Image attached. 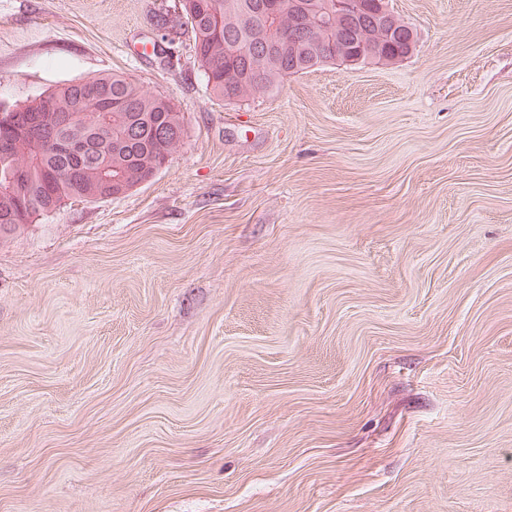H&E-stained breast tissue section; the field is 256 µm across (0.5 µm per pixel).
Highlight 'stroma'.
Masks as SVG:
<instances>
[{
	"label": "stroma",
	"instance_id": "1",
	"mask_svg": "<svg viewBox=\"0 0 512 512\" xmlns=\"http://www.w3.org/2000/svg\"><path fill=\"white\" fill-rule=\"evenodd\" d=\"M164 3L0 0V103L185 115L0 242V512H512V0H389L406 59L240 102Z\"/></svg>",
	"mask_w": 512,
	"mask_h": 512
}]
</instances>
